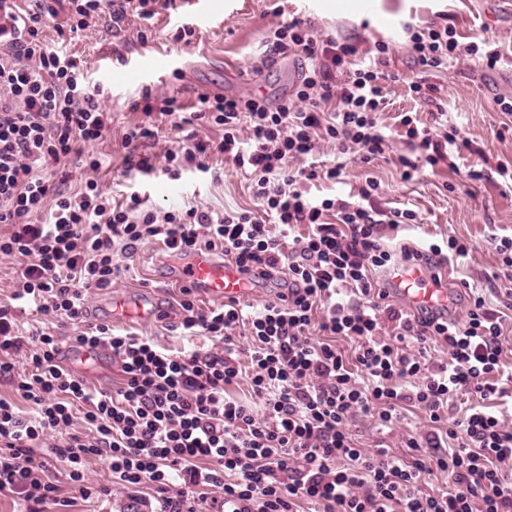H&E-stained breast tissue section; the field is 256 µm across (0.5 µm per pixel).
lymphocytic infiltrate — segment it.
<instances>
[{"mask_svg":"<svg viewBox=\"0 0 512 512\" xmlns=\"http://www.w3.org/2000/svg\"><path fill=\"white\" fill-rule=\"evenodd\" d=\"M175 0H111L110 20L122 31L128 14L144 28ZM100 0H30L19 8L0 0V259L16 261L15 299L80 328L74 344L106 348L123 374L116 391L90 386L63 368L56 336L25 335L10 309L0 306V378L15 399L0 398V493L18 492L24 512H44L55 500L52 459L66 467L70 484L91 497L89 462L107 458L114 484L169 491V512H198L209 494L222 492L224 512H512V366L501 360L505 317L478 288L463 318L412 313L389 304L374 278L399 265L427 269L434 285L441 271L470 250L449 238L447 247L386 249L385 230L417 221L415 211L379 207V183L366 178L348 198L309 196L316 182H340L344 165L316 158L319 144L338 154L356 151L362 163L391 149L378 124L387 104L390 41L360 48L351 39L318 36L309 20L279 23L268 33L266 58L302 59L289 97L270 104L261 96L199 94L181 113L177 98L166 115L184 124L219 128L220 139L190 135L167 150L164 167L144 153L158 129L144 122L124 135L126 175L171 179L183 171L208 172L221 154L245 173L257 210L217 213L197 206L160 212L137 192L114 199L97 179L67 194L44 173L80 160L98 171L102 162L80 146L103 137L112 114L103 92L86 84L76 60L49 49L41 38L47 20L66 14L70 32L98 16ZM405 46L422 72L410 82L425 105L438 88L424 75L464 61L493 69L504 52L493 39L463 43L453 24L401 25ZM411 149L397 155L410 181L436 172L441 161L472 150L456 128L438 131L403 113ZM159 245L166 257L188 251L219 254L250 281L281 276L276 302L246 310L232 300L203 308L183 296L179 326L215 348L168 354L149 337L87 320L90 293L111 287L129 270L139 245ZM251 336L247 364L233 354L234 331ZM324 338L315 342L312 330ZM355 344L346 360L337 340ZM27 353L31 369L18 373L14 358ZM247 384L249 400L230 395ZM468 405L462 417L454 411ZM27 410H20L18 401ZM410 405L428 417L426 430L409 433L416 454L403 463L382 447L356 446L349 430L363 413L387 429L403 422ZM446 473V490H425L427 475ZM183 488H176V481Z\"/></svg>","mask_w":512,"mask_h":512,"instance_id":"lymphocytic-infiltrate-1","label":"lymphocytic infiltrate"}]
</instances>
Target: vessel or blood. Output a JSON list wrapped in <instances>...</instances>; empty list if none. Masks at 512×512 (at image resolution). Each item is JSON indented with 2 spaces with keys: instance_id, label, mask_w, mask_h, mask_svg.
Wrapping results in <instances>:
<instances>
[{
  "instance_id": "obj_1",
  "label": "vessel or blood",
  "mask_w": 512,
  "mask_h": 512,
  "mask_svg": "<svg viewBox=\"0 0 512 512\" xmlns=\"http://www.w3.org/2000/svg\"><path fill=\"white\" fill-rule=\"evenodd\" d=\"M177 279L184 286L204 290L213 299L224 302L242 298L247 293L246 281L234 266L201 253L191 252L184 256L178 266ZM394 281L399 295L409 306L447 311V289L432 284L419 268H397ZM146 314L144 307L131 305L122 298L112 302L108 311L109 319L115 323Z\"/></svg>"
}]
</instances>
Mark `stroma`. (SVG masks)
<instances>
[{
	"label": "stroma",
	"instance_id": "35a3bbf8",
	"mask_svg": "<svg viewBox=\"0 0 512 512\" xmlns=\"http://www.w3.org/2000/svg\"><path fill=\"white\" fill-rule=\"evenodd\" d=\"M334 0H209L211 10L221 15V22H196V33L190 43L172 39L175 17L160 10L146 43L135 35L141 26L136 15H128L126 34L112 30L108 15H101L89 26L70 32L66 17L48 20L42 37L45 44L75 58L81 64L89 86L101 87L104 104L112 114V125L105 136L88 145V152L99 155L104 164L97 173L99 182L111 195L128 190L139 192L147 205L162 211L176 210L185 205L208 207L217 211L226 207L250 209L254 200L244 174L223 157L209 160L210 172L184 173L173 180L157 174L137 181L125 175L126 155L124 134L129 127L143 119L142 112L131 110L134 99L143 89H151L156 97H175L191 105L198 94L246 96L259 94L270 104H278L289 96L298 75L299 63L293 58L279 59L267 65L261 75V86L248 88L238 77L250 71L266 49L265 38L281 17H308L318 35L347 37L367 43L380 38L398 39L402 20L429 22L447 16L457 32L465 38L486 35L507 51L508 57L495 69L462 66L431 76V83L440 89V97L449 125L472 140L474 152H463L454 166L440 165L437 174H429L413 183L402 182L394 156L404 151L402 142H395L392 156L364 164L346 159L342 183L311 188L315 197L345 195L353 190L364 176H373L380 183V206L409 208L416 212L417 227L403 226L388 232L386 244L396 245L411 240L421 245L446 246L449 237L468 241L472 251L442 271V284L453 303L454 317H462L469 304V286L484 288L494 309L506 312L502 337V360L512 364V269L503 267L496 245L501 237H512V187L501 179L472 182L466 173L481 167L483 162L512 163V135L499 138L497 131L503 120L497 112L495 98H512V15L500 12L497 0H372L370 10L353 8L333 9ZM282 5L283 15H275V5ZM161 57H172L182 72L181 80L156 73L153 63ZM390 68L398 73V81L389 83V105L380 114L386 127H394L398 115L419 113L421 121L432 123L429 112L409 92L408 84L418 70L404 46H395ZM176 259L163 257L159 248L146 244L139 248L129 273L114 281L112 287L94 291L87 300L89 320L104 323L106 308L112 298L131 297L144 301L147 307L157 308L158 318L148 322H133L132 331L153 338L165 352L177 354L196 348L210 349L211 341L187 336L178 331L179 310L176 300L180 286L175 280ZM17 288L13 265L0 261V304L10 306L20 332L44 330L69 344L73 334L69 323L51 315L37 313L32 306L14 300ZM351 429L361 447L370 449L384 442L392 453L403 460L414 459L412 449L406 448L400 430L382 431L378 422L359 416ZM58 504L47 512H123L125 505L135 501L140 512H167V496L156 489L113 490L109 463L96 459L86 473L89 485L97 487L98 495L85 500L68 483L63 467H56Z\"/></svg>",
	"mask_w": 512,
	"mask_h": 512
}]
</instances>
